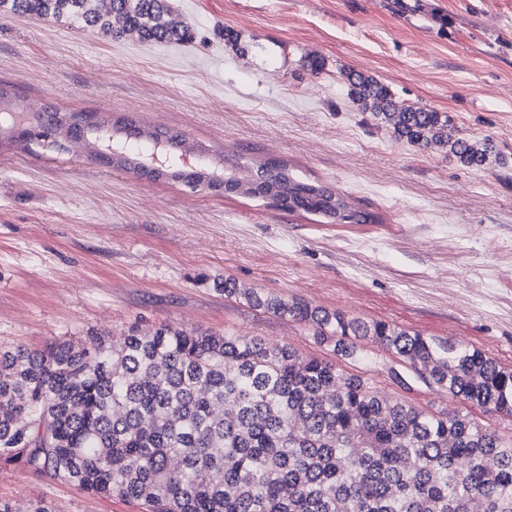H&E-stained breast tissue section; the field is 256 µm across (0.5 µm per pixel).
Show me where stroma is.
<instances>
[{
    "instance_id": "stroma-1",
    "label": "stroma",
    "mask_w": 512,
    "mask_h": 512,
    "mask_svg": "<svg viewBox=\"0 0 512 512\" xmlns=\"http://www.w3.org/2000/svg\"><path fill=\"white\" fill-rule=\"evenodd\" d=\"M184 45L0 18V87L34 108L127 116L228 157H276L377 224H320L244 196L190 192L0 138V345L164 324L259 336L332 358L308 326L225 297V278L474 345L512 364V0H173ZM440 12L448 19L439 25ZM324 61L321 72L311 59ZM450 113L506 164L418 151L359 112L345 70ZM373 387L502 436L512 418L419 380ZM56 512H140L0 463V497Z\"/></svg>"
}]
</instances>
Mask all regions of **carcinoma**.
<instances>
[{
    "label": "carcinoma",
    "mask_w": 512,
    "mask_h": 512,
    "mask_svg": "<svg viewBox=\"0 0 512 512\" xmlns=\"http://www.w3.org/2000/svg\"><path fill=\"white\" fill-rule=\"evenodd\" d=\"M48 20L108 39L185 44L191 25L170 0H0V17ZM349 96L392 136L419 150L445 149L466 166L493 156L446 112L396 101L377 78L344 72ZM0 106L27 111L22 142L65 133L96 158L134 173L154 141L177 146L168 171L195 190L224 176L227 194L250 197L323 224H378L334 190L288 164L244 156L213 165L181 133L96 112L26 109L0 89ZM203 161L194 171L181 152ZM224 296L308 325L337 357L374 363L363 343L393 356L389 378L419 379L482 409L512 417V365L383 320H361L300 299L285 301L224 279ZM0 461L146 512H512V437L475 419L394 400L332 360L303 356L259 336L164 325L150 333L89 336L44 349L0 346Z\"/></svg>",
    "instance_id": "cac0c4a2"
}]
</instances>
